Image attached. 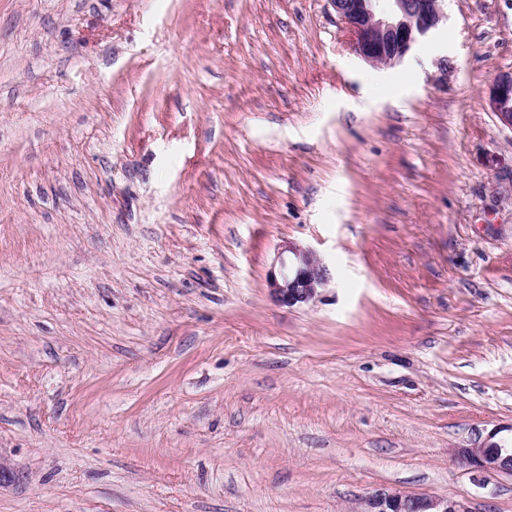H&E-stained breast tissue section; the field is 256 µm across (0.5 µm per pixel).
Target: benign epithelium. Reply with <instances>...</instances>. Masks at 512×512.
<instances>
[{
  "instance_id": "obj_1",
  "label": "benign epithelium",
  "mask_w": 512,
  "mask_h": 512,
  "mask_svg": "<svg viewBox=\"0 0 512 512\" xmlns=\"http://www.w3.org/2000/svg\"><path fill=\"white\" fill-rule=\"evenodd\" d=\"M445 0H330L336 15L348 26L354 52L373 66L401 63L422 40L444 23ZM487 104L498 123L512 131V70L497 74L487 88ZM331 281V270L313 250L288 244L278 253L269 272V297L288 308L316 301ZM456 455L479 473L509 472L492 439ZM359 512H471L468 504L453 497L408 494L381 490L362 501Z\"/></svg>"
}]
</instances>
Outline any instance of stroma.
<instances>
[{"instance_id": "35a3bbf8", "label": "stroma", "mask_w": 512, "mask_h": 512, "mask_svg": "<svg viewBox=\"0 0 512 512\" xmlns=\"http://www.w3.org/2000/svg\"><path fill=\"white\" fill-rule=\"evenodd\" d=\"M444 9L376 68L329 0H0V512H512L454 456L512 439V0ZM486 95L488 107L498 123L512 131V70L497 74ZM331 275L328 265L315 251L291 243L278 253L266 288L275 303L291 308L316 301ZM358 512H472L464 500L453 497L376 491L362 501Z\"/></svg>"}]
</instances>
